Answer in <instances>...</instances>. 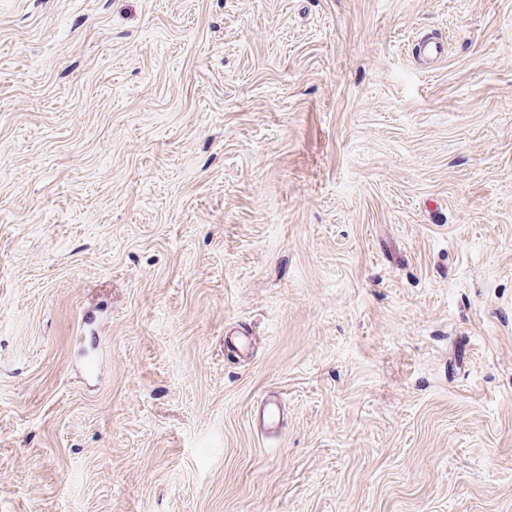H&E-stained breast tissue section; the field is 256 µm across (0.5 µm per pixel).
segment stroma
Wrapping results in <instances>:
<instances>
[{
  "mask_svg": "<svg viewBox=\"0 0 512 512\" xmlns=\"http://www.w3.org/2000/svg\"><path fill=\"white\" fill-rule=\"evenodd\" d=\"M0 512H512V0H0ZM261 424L267 433L279 434L282 431L284 420L278 399L269 398L264 402Z\"/></svg>",
  "mask_w": 512,
  "mask_h": 512,
  "instance_id": "35a3bbf8",
  "label": "stroma"
}]
</instances>
